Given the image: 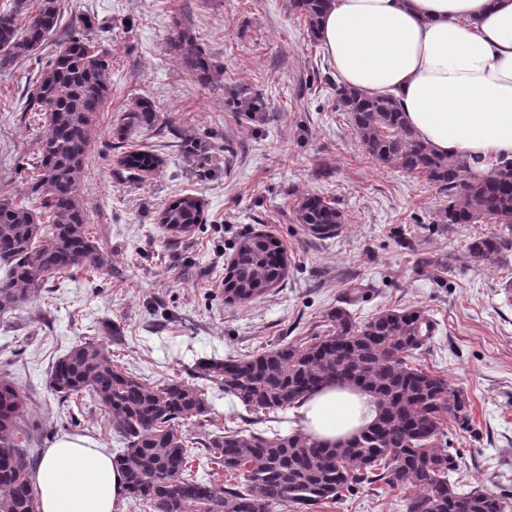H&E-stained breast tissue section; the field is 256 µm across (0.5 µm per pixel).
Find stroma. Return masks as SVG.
<instances>
[{"mask_svg":"<svg viewBox=\"0 0 512 512\" xmlns=\"http://www.w3.org/2000/svg\"><path fill=\"white\" fill-rule=\"evenodd\" d=\"M290 0H63V30L88 37L110 62L111 95L99 113L80 182L88 228L108 264L49 281L32 301L0 315V377L27 392L26 424L41 454L62 434L117 452L110 419L92 398L63 403L48 370L73 346L97 342L145 383H196L199 359L240 356L328 330L327 311L359 320L388 308H419L437 323L419 364L470 399V431L448 428L459 477L512 505V251L479 262L467 249L499 224L437 223L448 203L422 177L372 162L336 107L340 78ZM194 37L215 70L203 83L171 46L175 28ZM49 42L0 70V199L27 191L28 163L43 126L19 107L29 81L56 53ZM157 127L126 128L139 99ZM146 149L159 171L134 176L122 152ZM190 194L203 221L172 233L163 208ZM305 194L332 199L346 222L330 240L297 224ZM277 238L284 283L264 298L232 303L224 277L247 234ZM208 412L188 428L196 440L233 423L289 433L294 417L258 420L217 385L202 384ZM307 512H404L398 490L357 495Z\"/></svg>","mask_w":512,"mask_h":512,"instance_id":"stroma-1","label":"stroma"}]
</instances>
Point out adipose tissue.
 I'll list each match as a JSON object with an SVG mask.
<instances>
[{"label": "adipose tissue", "instance_id": "1", "mask_svg": "<svg viewBox=\"0 0 512 512\" xmlns=\"http://www.w3.org/2000/svg\"><path fill=\"white\" fill-rule=\"evenodd\" d=\"M320 42L343 82L397 97L407 125L476 171L512 159V0H331ZM295 426L327 443L377 416L370 394L330 385L301 400ZM40 512H117L124 476L107 449L62 435L33 472Z\"/></svg>", "mask_w": 512, "mask_h": 512}]
</instances>
